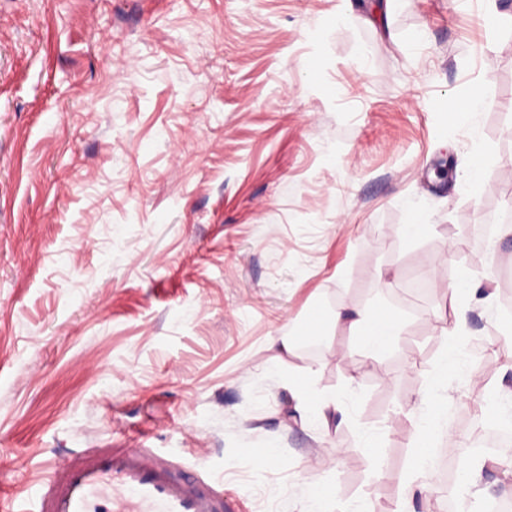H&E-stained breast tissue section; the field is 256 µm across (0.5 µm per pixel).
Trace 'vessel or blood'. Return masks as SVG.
Returning a JSON list of instances; mask_svg holds the SVG:
<instances>
[{
    "mask_svg": "<svg viewBox=\"0 0 512 512\" xmlns=\"http://www.w3.org/2000/svg\"><path fill=\"white\" fill-rule=\"evenodd\" d=\"M103 494L113 512H236L238 502L202 477L175 479L148 449L84 448L55 458L33 497H1L0 512H100Z\"/></svg>",
    "mask_w": 512,
    "mask_h": 512,
    "instance_id": "1",
    "label": "vessel or blood"
}]
</instances>
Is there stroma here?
I'll return each instance as SVG.
<instances>
[{"label": "stroma", "mask_w": 512, "mask_h": 512, "mask_svg": "<svg viewBox=\"0 0 512 512\" xmlns=\"http://www.w3.org/2000/svg\"><path fill=\"white\" fill-rule=\"evenodd\" d=\"M509 215L512 0H0V490L146 447L240 512H302L320 479L327 512H392L420 397L447 388L428 446L455 473L512 392ZM463 270L495 298L460 374L447 292L410 286ZM339 303L405 329L373 357ZM311 327L316 353L270 344ZM302 379L347 404L331 431L292 411Z\"/></svg>", "instance_id": "stroma-1"}]
</instances>
